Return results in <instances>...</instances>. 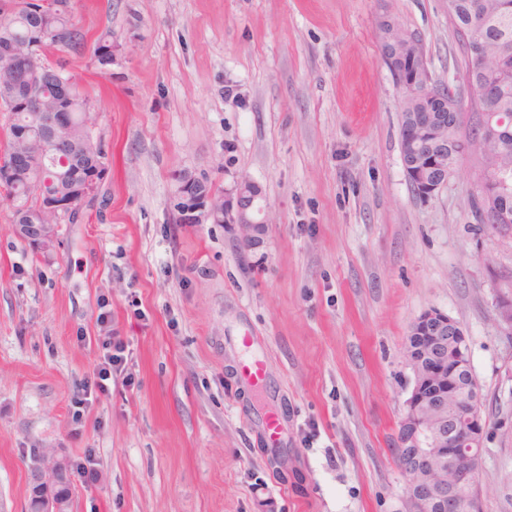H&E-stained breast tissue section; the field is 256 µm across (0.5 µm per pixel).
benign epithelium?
I'll list each match as a JSON object with an SVG mask.
<instances>
[{
	"instance_id": "benign-epithelium-1",
	"label": "benign epithelium",
	"mask_w": 512,
	"mask_h": 512,
	"mask_svg": "<svg viewBox=\"0 0 512 512\" xmlns=\"http://www.w3.org/2000/svg\"><path fill=\"white\" fill-rule=\"evenodd\" d=\"M412 37L404 32L389 33L384 40V54L399 85L413 89L412 96L421 108L410 113L413 133L408 136L402 157L411 173L425 189L421 198H433L448 183L456 165L448 162V136L457 130L461 116L430 92V81H409L403 62L422 64L425 56L411 48ZM31 65L43 75L40 82L20 94L15 86L0 85V101H6L30 113L34 127L46 141L60 146L69 143L73 114L69 112L70 81L56 68L41 62L36 45L13 42L0 46V66ZM499 65H491L480 93H475L476 111L480 115L475 136L464 141L466 148L483 143L507 144L512 138V119L488 115L490 103L498 90ZM430 164H423L426 157ZM69 168L67 178L74 194L53 191L44 196L43 213L55 219L77 212L79 205L93 195L107 179L109 169L101 160L85 161L72 150L61 158ZM39 163L38 155L26 148H14L9 166L0 171V182L15 181L32 174ZM511 169L499 171L497 191L481 204L485 223H497L496 216L512 209ZM260 195L253 182L243 177L237 181L229 198H216L198 178L188 172L177 178L173 193L177 219L183 224H239L244 241L256 242L255 233L263 221L255 218V202ZM13 231L41 252L54 246L55 223H46L20 212L15 214ZM406 356L412 371V387L406 410L396 436L400 468L405 477V512H474L475 504L462 498L461 491L475 486L476 468L471 459L478 457L486 434V420L481 411L482 394L469 373V344L462 325L448 314L431 308L411 323ZM70 464L51 451L44 453L30 471L27 512H71L72 490L67 488Z\"/></svg>"
}]
</instances>
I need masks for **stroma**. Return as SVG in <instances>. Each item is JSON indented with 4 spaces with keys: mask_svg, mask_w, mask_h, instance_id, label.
<instances>
[{
    "mask_svg": "<svg viewBox=\"0 0 512 512\" xmlns=\"http://www.w3.org/2000/svg\"><path fill=\"white\" fill-rule=\"evenodd\" d=\"M71 2L87 44L53 58L95 104L109 177L45 255L0 198V512H25L37 448L94 465L72 512H404L405 342L432 307L465 328L484 395L480 512H512V329L495 308L512 230L477 223L472 158L415 196L379 52L388 18L420 39L432 83L461 86L448 0ZM181 171L226 195L252 180L258 243L177 223ZM114 334L127 363L101 386ZM244 334L265 388L237 374Z\"/></svg>",
    "mask_w": 512,
    "mask_h": 512,
    "instance_id": "35a3bbf8",
    "label": "stroma"
}]
</instances>
